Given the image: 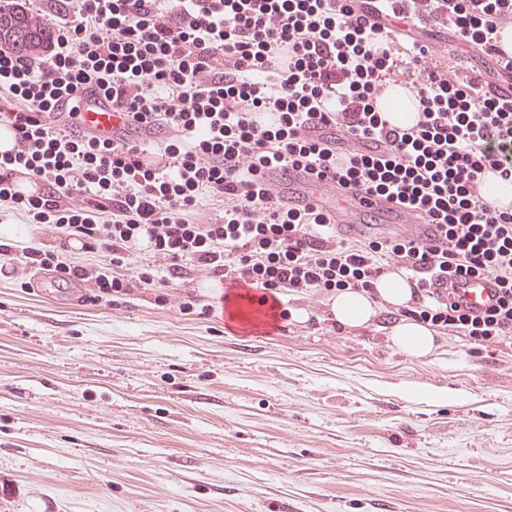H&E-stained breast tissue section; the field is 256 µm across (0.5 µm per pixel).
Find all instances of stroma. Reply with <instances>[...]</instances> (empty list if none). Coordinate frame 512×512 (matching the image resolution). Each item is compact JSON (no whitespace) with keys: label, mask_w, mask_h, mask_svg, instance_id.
I'll list each match as a JSON object with an SVG mask.
<instances>
[{"label":"stroma","mask_w":512,"mask_h":512,"mask_svg":"<svg viewBox=\"0 0 512 512\" xmlns=\"http://www.w3.org/2000/svg\"><path fill=\"white\" fill-rule=\"evenodd\" d=\"M0 237L56 234L0 211ZM117 302L0 269V512H512V339L435 329L416 357L379 309L280 294L227 325L204 272Z\"/></svg>","instance_id":"obj_1"}]
</instances>
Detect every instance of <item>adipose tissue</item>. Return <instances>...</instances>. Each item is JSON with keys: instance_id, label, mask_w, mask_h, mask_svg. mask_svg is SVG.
Listing matches in <instances>:
<instances>
[{"instance_id": "ef3b65f1", "label": "adipose tissue", "mask_w": 512, "mask_h": 512, "mask_svg": "<svg viewBox=\"0 0 512 512\" xmlns=\"http://www.w3.org/2000/svg\"><path fill=\"white\" fill-rule=\"evenodd\" d=\"M410 299L411 288L404 274L391 272L377 281L373 293L359 290L337 292L331 302V313L337 324L355 328L370 323L380 303L401 307ZM390 339L400 350L416 356L429 354L435 344L429 326L411 319L394 324Z\"/></svg>"}]
</instances>
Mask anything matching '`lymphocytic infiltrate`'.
I'll return each mask as SVG.
<instances>
[{
	"label": "lymphocytic infiltrate",
	"mask_w": 512,
	"mask_h": 512,
	"mask_svg": "<svg viewBox=\"0 0 512 512\" xmlns=\"http://www.w3.org/2000/svg\"><path fill=\"white\" fill-rule=\"evenodd\" d=\"M52 52L0 51V121L18 134L0 155V202L59 238L103 248L108 263L69 266L94 299L165 288L156 269L117 277L140 241L169 268L203 270L274 294L372 292L394 269L414 286L406 315L463 332L512 338V210L484 191V171L512 179V67L473 68L512 29V0H46ZM449 31L433 53L429 28ZM404 77L414 122L385 127L373 110ZM99 92L132 115L117 140L86 133L82 97ZM167 132L161 146L139 132ZM159 153L153 166L143 153ZM298 171L339 198H383L434 225L388 237H340L329 210L294 208L266 175ZM36 197L13 192L16 172ZM222 216L194 219L201 194ZM491 278L482 312L451 301L450 282Z\"/></svg>",
	"instance_id": "1"
}]
</instances>
